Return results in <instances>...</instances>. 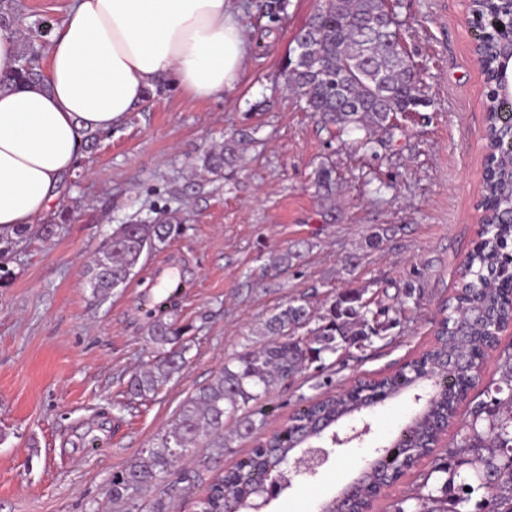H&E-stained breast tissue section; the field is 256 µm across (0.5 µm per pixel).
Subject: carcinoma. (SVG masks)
Masks as SVG:
<instances>
[{
    "instance_id": "cac0c4a2",
    "label": "carcinoma",
    "mask_w": 512,
    "mask_h": 512,
    "mask_svg": "<svg viewBox=\"0 0 512 512\" xmlns=\"http://www.w3.org/2000/svg\"><path fill=\"white\" fill-rule=\"evenodd\" d=\"M500 0H470L472 15L480 18L476 48L482 60L485 94L487 152L484 157L481 216L488 225L467 258L466 271L456 294L442 303L440 325L433 349L413 362L404 380L384 376L372 388L339 391L333 379L320 383L325 395L297 409L281 430L265 437L245 458L227 471L212 476L198 512H235L245 501L255 500L269 480V471L287 461L298 448L324 437L340 420L376 406L375 395L397 398L406 386L424 378L448 387L426 408L414 412L400 430V445L425 457L433 452L436 428L453 424L458 401L479 383L481 364L498 346L493 324L512 317V163L499 148L512 138V119L504 116L499 99L498 65L503 56ZM50 24L36 28L35 39L17 59L18 66L0 84L35 82L40 79L38 60ZM401 24L392 0H323L293 41L311 49L302 59L289 55L281 70L286 87L303 109L340 134L364 133L355 144L365 152L378 148L401 126L399 112H415L425 105L419 75L408 53L399 44ZM238 152L237 142L226 140L201 158L202 167L220 174ZM317 195L336 206V172L325 163L314 173ZM180 225L159 219L151 224H122L97 250L88 267L89 285L95 297H107L123 288L142 255L179 234ZM417 300L408 284L393 303L367 300L363 292L346 286L336 292L317 313L307 297L282 305L265 322L263 341L237 355L207 386L182 405L175 421L152 447L125 468L112 474L108 493L113 501L164 482L175 464L189 451L211 448L216 454L227 446L224 423L235 422V435L257 433L271 409L262 398L273 387L299 373L326 367L325 358L338 353L362 352L400 324L402 311ZM186 328L175 321L157 320L149 339L157 354L129 380L130 393L143 397L156 393L185 363L182 338ZM500 379L490 391L494 396L470 410V420L459 440L445 449L434 467L442 481L440 495L417 493L399 503L395 512H465L472 494L485 490L480 512H512V352L498 355ZM507 396H502V393ZM470 458L464 460L462 453ZM470 464L477 486L461 477L460 467ZM394 469L373 471L350 498L349 507L365 512L374 499L372 486L384 484ZM432 472V473H434ZM432 473L423 477L427 487Z\"/></svg>"
}]
</instances>
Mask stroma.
Listing matches in <instances>:
<instances>
[{"label": "stroma", "mask_w": 512, "mask_h": 512, "mask_svg": "<svg viewBox=\"0 0 512 512\" xmlns=\"http://www.w3.org/2000/svg\"><path fill=\"white\" fill-rule=\"evenodd\" d=\"M277 10H270V2ZM16 22L28 43L35 20L60 25L67 0H21ZM255 50L224 97L191 100L180 87L141 103L124 125L84 150L64 181L49 223L9 255L0 286V512H194L206 485L174 479L122 503L107 494L113 472L151 447L183 403L211 383L225 362L261 341L264 320L290 298L324 307L335 288L395 296L421 292L392 336L334 367L336 385L373 378L429 349L438 306L458 285L476 240L482 181L483 76L464 0H397L407 51L427 106L399 116L405 135L378 155L323 129L283 86L280 63L318 0H238ZM240 140L233 167L203 171V153ZM341 181L335 211L312 185L321 163ZM180 220L175 240L144 254L126 287L93 297L87 263L131 218ZM383 232L379 248L367 245ZM295 254L284 273L273 255ZM185 326L189 363L152 396H131L128 381L153 357V322ZM313 372L274 387L276 430L318 396ZM415 410L411 396L340 421L370 423L363 441L336 447L316 477L297 481L266 512H317L350 482Z\"/></svg>", "instance_id": "obj_1"}]
</instances>
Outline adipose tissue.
Listing matches in <instances>:
<instances>
[{"mask_svg":"<svg viewBox=\"0 0 512 512\" xmlns=\"http://www.w3.org/2000/svg\"><path fill=\"white\" fill-rule=\"evenodd\" d=\"M239 15L235 0H71L44 81L0 86V228L38 223L88 134L164 78L194 99L232 89L252 48Z\"/></svg>","mask_w":512,"mask_h":512,"instance_id":"1","label":"adipose tissue"}]
</instances>
